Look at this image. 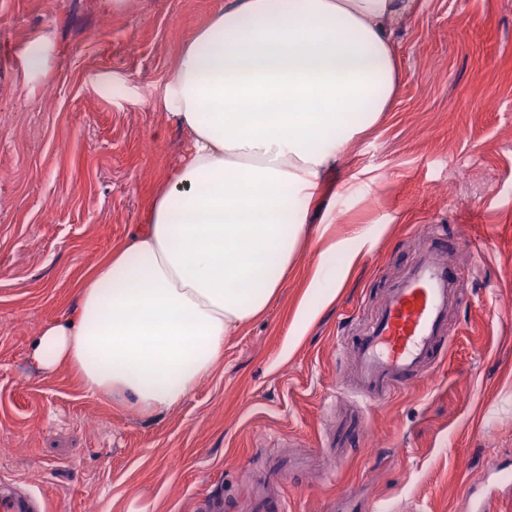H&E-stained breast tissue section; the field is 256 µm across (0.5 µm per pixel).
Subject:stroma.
<instances>
[{
	"label": "stroma",
	"mask_w": 512,
	"mask_h": 512,
	"mask_svg": "<svg viewBox=\"0 0 512 512\" xmlns=\"http://www.w3.org/2000/svg\"><path fill=\"white\" fill-rule=\"evenodd\" d=\"M218 0H0V481L48 512H512V0H418L392 112L348 144L330 237L368 243L291 353L322 246L224 360L147 417L30 358L42 325L146 224L187 132L152 109ZM41 71L27 73L34 43ZM476 238L436 369L376 407L348 390L359 331L427 225Z\"/></svg>",
	"instance_id": "35a3bbf8"
}]
</instances>
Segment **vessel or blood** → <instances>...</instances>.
Wrapping results in <instances>:
<instances>
[{"label":"vessel or blood","mask_w":512,"mask_h":512,"mask_svg":"<svg viewBox=\"0 0 512 512\" xmlns=\"http://www.w3.org/2000/svg\"><path fill=\"white\" fill-rule=\"evenodd\" d=\"M441 225L429 226L424 245L403 279L390 288L370 326L343 337L356 372L354 388L379 402L433 369L448 343V308L457 299L459 271ZM0 512H46L39 497L0 488Z\"/></svg>","instance_id":"vessel-or-blood-1"}]
</instances>
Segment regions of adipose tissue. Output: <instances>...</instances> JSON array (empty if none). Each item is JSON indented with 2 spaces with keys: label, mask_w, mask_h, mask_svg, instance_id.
Segmentation results:
<instances>
[{
  "label": "adipose tissue",
  "mask_w": 512,
  "mask_h": 512,
  "mask_svg": "<svg viewBox=\"0 0 512 512\" xmlns=\"http://www.w3.org/2000/svg\"><path fill=\"white\" fill-rule=\"evenodd\" d=\"M414 2L224 0L153 102L187 131V159L155 191L145 229L42 326L39 367H67L86 394L144 416L211 375L228 336L278 299L322 178L391 111L393 30ZM366 242L326 240L294 338L335 300Z\"/></svg>",
  "instance_id": "adipose-tissue-1"
}]
</instances>
